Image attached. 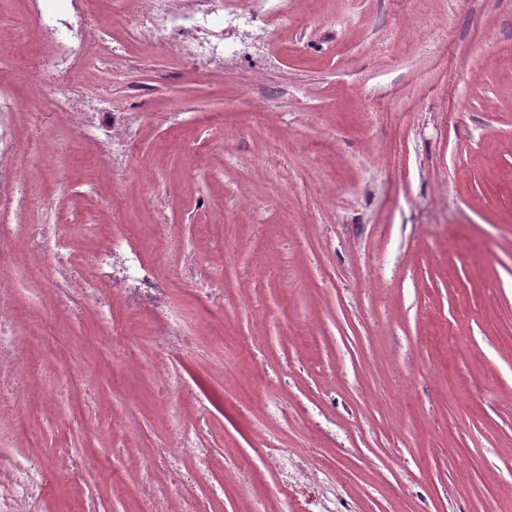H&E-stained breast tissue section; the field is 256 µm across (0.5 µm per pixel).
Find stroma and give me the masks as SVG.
Returning a JSON list of instances; mask_svg holds the SVG:
<instances>
[{
	"instance_id": "stroma-1",
	"label": "stroma",
	"mask_w": 512,
	"mask_h": 512,
	"mask_svg": "<svg viewBox=\"0 0 512 512\" xmlns=\"http://www.w3.org/2000/svg\"><path fill=\"white\" fill-rule=\"evenodd\" d=\"M284 26L228 29L238 46L214 71L163 47L112 77V105L142 117L141 153L124 167L91 157L65 116L43 140L51 171L0 224H68L74 259L110 225L155 260L160 224L179 228L176 268L204 224L224 226V350L202 364L141 344L137 376L103 338L101 308L63 296L31 355L47 409L18 397L0 428L25 422L9 456L53 472L38 512H136L143 485L186 512H250L224 465L258 496L262 401L298 402L277 434L315 444L320 482L358 512H512V0H275ZM29 0H0V95L14 122L47 111L24 65ZM198 145L188 157L177 142ZM255 348H238L241 337ZM234 364L216 379L213 363ZM210 399L211 414L151 411L153 370ZM211 439L214 476L169 481L139 448L170 423ZM82 463L72 495L69 461Z\"/></svg>"
}]
</instances>
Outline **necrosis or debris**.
I'll list each match as a JSON object with an SVG mask.
<instances>
[{
	"mask_svg": "<svg viewBox=\"0 0 512 512\" xmlns=\"http://www.w3.org/2000/svg\"><path fill=\"white\" fill-rule=\"evenodd\" d=\"M31 2L37 38L47 48L46 54L33 63L32 71L40 81L50 112L79 116L80 137L98 155L113 160L128 157L135 149L137 126L130 114L113 111L110 86L87 94L77 84L76 74L91 68L111 73L125 70L132 62L128 53L132 44L166 47L196 70L215 68L231 51L224 41L225 28L238 22L251 25L260 21L258 6L262 0H113V10L122 17L121 35L117 38L94 37L87 0H69L70 10L62 17L46 15L40 0ZM61 26L71 32L64 42L56 39ZM16 109L14 99L0 95V210L9 209L15 200L26 197L33 181L50 169L47 158L39 152L28 170L13 166L12 160L22 145L11 122ZM66 243L61 224H0V408L14 403L18 396L32 394L31 335L41 326L36 318L27 326L18 322L11 286L15 254L23 252L39 270L50 255H57L58 265L48 283L57 291L71 283L73 277L71 264L62 254ZM191 251L195 260L181 266L175 276H163L155 262L145 260L131 245L124 225L116 224L84 266L94 273L99 294L107 302L121 298L136 309L164 302L148 340L154 348L168 350L192 343L183 304L171 298L172 288L180 281H189L194 299L209 311L223 286V225H204ZM265 409L269 434L265 462L281 477L272 492L278 512H354L352 502L337 499L335 493L323 488L305 499L295 498L296 488L310 482L308 471L313 459L293 457L273 436L279 418L288 412L287 402L271 400ZM167 445L196 463L191 474L174 470L176 481L185 483L208 473L207 450L198 434L176 429ZM50 482V473L36 459L21 461L0 456V512H33Z\"/></svg>",
	"mask_w": 512,
	"mask_h": 512,
	"instance_id": "obj_1",
	"label": "necrosis or debris"
}]
</instances>
